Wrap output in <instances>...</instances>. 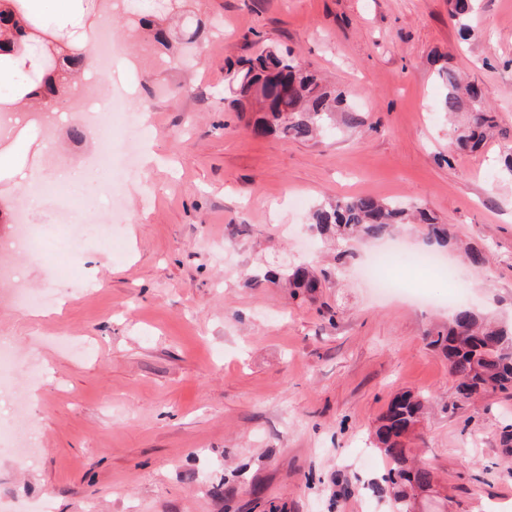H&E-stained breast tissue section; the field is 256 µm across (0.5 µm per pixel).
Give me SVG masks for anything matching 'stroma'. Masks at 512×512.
<instances>
[{"instance_id":"1","label":"stroma","mask_w":512,"mask_h":512,"mask_svg":"<svg viewBox=\"0 0 512 512\" xmlns=\"http://www.w3.org/2000/svg\"><path fill=\"white\" fill-rule=\"evenodd\" d=\"M91 2L127 100L111 168L86 164L94 130L71 137L95 72L33 134L22 176L0 174V265L18 272L0 278L17 352L0 418L23 401L39 448L24 464L0 435V512H394L372 432L406 390L428 399L410 443L437 476L422 512H512V397L462 399L426 347L448 322L447 280L404 269L414 295L377 298L355 271L385 241L351 242L340 265L307 224L327 199L426 207L453 235L463 302L512 324V181L492 167L512 135V0H477L467 41L448 0H186L177 17L159 0ZM268 48L323 75L363 125L318 143L254 134L215 91ZM443 65L497 116L479 151L448 150L465 117L441 108ZM60 170L66 194L28 204L29 183ZM21 210L80 250L10 251ZM300 265L324 279L316 300L249 281ZM20 283L59 306L19 310Z\"/></svg>"}]
</instances>
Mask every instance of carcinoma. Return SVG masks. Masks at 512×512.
<instances>
[{
  "instance_id": "carcinoma-1",
  "label": "carcinoma",
  "mask_w": 512,
  "mask_h": 512,
  "mask_svg": "<svg viewBox=\"0 0 512 512\" xmlns=\"http://www.w3.org/2000/svg\"><path fill=\"white\" fill-rule=\"evenodd\" d=\"M86 57L82 51L61 53L59 60L45 66L52 80H40L36 74L31 80L41 94L56 96L62 88L59 72L73 73L83 67ZM437 77L447 89L443 111L454 113L467 108L465 126L448 136V151L478 149L487 133L497 126L496 116L473 84L462 83L446 67L437 71ZM229 91L236 104L250 99L263 103L252 122L257 135L275 132L286 140L308 141L332 130L338 114L349 127L363 123L359 112L342 96L327 90L319 76L289 51L269 50L231 71ZM413 221L422 226L429 243L448 245V225L420 208L412 213L373 196L329 201L316 207L309 217L311 227L334 233L341 244L354 235L379 238L392 226ZM282 278L303 295L312 296L321 288L320 280L304 268H295L284 276L273 271L263 275L270 283ZM427 345L448 359L449 372L458 380L461 397H471L486 383L501 393L512 394L511 329L491 322L482 325L471 307L460 305L448 325L427 334ZM422 410L420 396L403 392L389 403L375 431L376 448L389 466L384 481L393 490L396 512H410L409 491L424 492L433 486V471L411 466L406 448Z\"/></svg>"
}]
</instances>
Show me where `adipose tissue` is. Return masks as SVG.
<instances>
[{
  "label": "adipose tissue",
  "instance_id": "ef3b65f1",
  "mask_svg": "<svg viewBox=\"0 0 512 512\" xmlns=\"http://www.w3.org/2000/svg\"><path fill=\"white\" fill-rule=\"evenodd\" d=\"M0 9L11 11L21 22L24 38L0 45V112L16 113L29 102L33 91L28 73H39L43 64L31 47L37 29L48 27L69 45L90 46L98 21L84 0H0Z\"/></svg>",
  "mask_w": 512,
  "mask_h": 512
}]
</instances>
